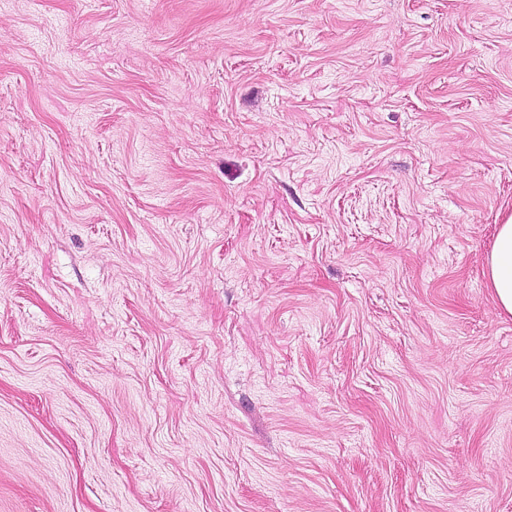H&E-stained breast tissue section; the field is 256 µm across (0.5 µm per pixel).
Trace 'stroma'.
Masks as SVG:
<instances>
[{
    "label": "stroma",
    "instance_id": "stroma-1",
    "mask_svg": "<svg viewBox=\"0 0 512 512\" xmlns=\"http://www.w3.org/2000/svg\"><path fill=\"white\" fill-rule=\"evenodd\" d=\"M512 0H0V512H512ZM487 277L498 307L512 315V217L498 227L487 260Z\"/></svg>",
    "mask_w": 512,
    "mask_h": 512
}]
</instances>
